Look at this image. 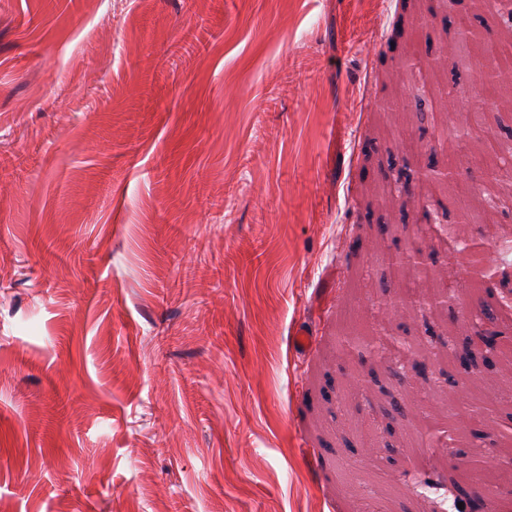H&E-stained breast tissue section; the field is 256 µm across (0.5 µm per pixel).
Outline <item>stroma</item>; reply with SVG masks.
Listing matches in <instances>:
<instances>
[{
    "label": "stroma",
    "mask_w": 512,
    "mask_h": 512,
    "mask_svg": "<svg viewBox=\"0 0 512 512\" xmlns=\"http://www.w3.org/2000/svg\"><path fill=\"white\" fill-rule=\"evenodd\" d=\"M387 2L0 0V512H430L418 479L455 488L461 453L512 512V381L457 325L459 301L512 303V265L446 183L385 194L392 160L420 162L403 133L435 148L447 122L395 104L469 82L423 84L390 41L423 57L470 15L488 49L500 14ZM438 222L455 264L413 295L450 282L456 304L392 310L374 245ZM451 376L503 390L476 428L448 416ZM422 415L452 439L417 474Z\"/></svg>",
    "instance_id": "obj_1"
}]
</instances>
